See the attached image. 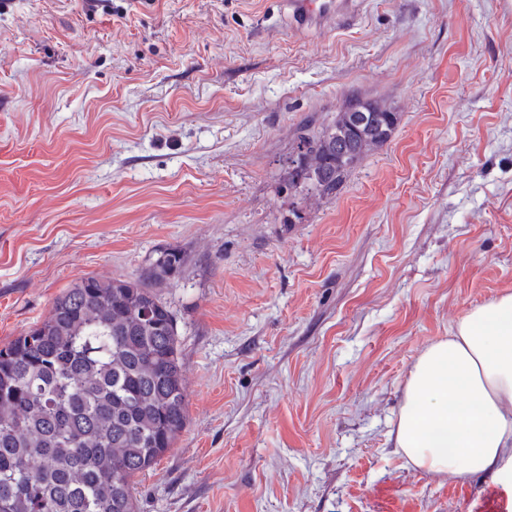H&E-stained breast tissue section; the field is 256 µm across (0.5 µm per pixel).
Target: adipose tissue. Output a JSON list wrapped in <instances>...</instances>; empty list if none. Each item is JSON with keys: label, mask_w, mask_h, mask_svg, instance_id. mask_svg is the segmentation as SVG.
Segmentation results:
<instances>
[{"label": "adipose tissue", "mask_w": 512, "mask_h": 512, "mask_svg": "<svg viewBox=\"0 0 512 512\" xmlns=\"http://www.w3.org/2000/svg\"><path fill=\"white\" fill-rule=\"evenodd\" d=\"M394 441L415 469L457 479L512 463V292L470 310L418 356Z\"/></svg>", "instance_id": "obj_1"}]
</instances>
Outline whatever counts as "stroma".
Segmentation results:
<instances>
[{
	"label": "stroma",
	"instance_id": "1",
	"mask_svg": "<svg viewBox=\"0 0 512 512\" xmlns=\"http://www.w3.org/2000/svg\"><path fill=\"white\" fill-rule=\"evenodd\" d=\"M0 0V346L82 278L157 251L187 424L137 512H512V479L408 466V369L512 292V0ZM396 112L331 199L301 133ZM295 30L336 28L351 12L355 0H287Z\"/></svg>",
	"mask_w": 512,
	"mask_h": 512
}]
</instances>
